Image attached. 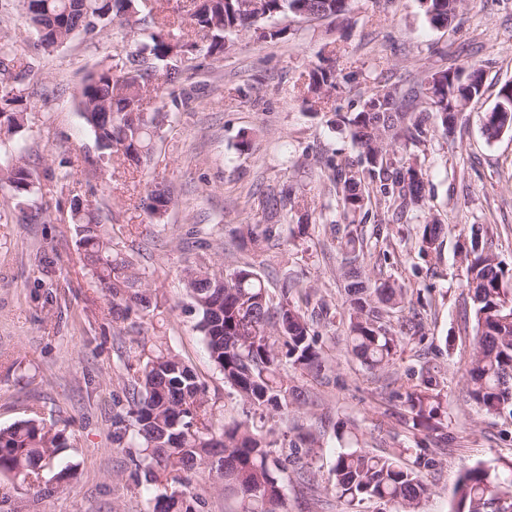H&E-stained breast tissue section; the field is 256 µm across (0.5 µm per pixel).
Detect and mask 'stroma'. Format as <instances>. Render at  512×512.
Here are the masks:
<instances>
[{
	"label": "stroma",
	"mask_w": 512,
	"mask_h": 512,
	"mask_svg": "<svg viewBox=\"0 0 512 512\" xmlns=\"http://www.w3.org/2000/svg\"><path fill=\"white\" fill-rule=\"evenodd\" d=\"M21 14L20 0H0V37L21 38L19 59L36 74L23 130L30 167L40 178L61 160L72 163L62 187L19 208L7 205L9 217L0 221V428L36 415L64 429L68 439L54 462L68 468V478L52 497L29 503L28 512H148V497L164 494L161 485L135 487L127 449L112 443L125 366L136 363L142 346L179 355L205 383L220 419L244 420L246 408L210 360L189 309L183 270L202 262L221 273L252 265L273 292L286 281L312 289L313 303H326L336 317L322 331L329 382L288 375L314 400L289 416V434L312 426L321 431L311 460L314 490L289 487L288 512H349L330 478L341 446L336 423L355 426L361 448L413 466L422 434L403 427L399 395L415 385L425 362L438 370L448 403V448L422 471L431 491L418 512H452L465 469L512 461V424L485 415L466 394L476 315L460 258L476 225L512 268V132L490 142L481 131L483 112L512 81V0H472L455 31L431 27L419 0H353L342 22L275 17L266 25L284 30L282 39L264 41L252 31L231 36L223 61L188 81L192 109L165 119L138 169L85 163L95 148L75 100L85 74L102 59L125 54L129 42L117 34L78 37L37 51ZM325 56L333 59L336 88L324 110L312 112L303 86ZM454 63L482 66L483 94L452 135L430 129L415 147L429 171L423 203L394 224L384 223L382 206L368 219L343 216L336 189L320 169L330 157L358 160L362 150L336 123L337 114L359 111L377 86L405 89ZM158 182L170 188L173 204L163 224L153 226L140 200ZM289 186L306 199L307 210L270 215L262 198ZM76 197L91 201L115 248L133 256L158 296L157 310L113 322L104 291L80 259L70 222ZM433 214L447 232L438 251L423 257L418 230ZM271 222L279 226L275 243L240 241L243 225ZM344 229L376 243L365 255L366 273L405 284L392 325L416 312L424 316V338L405 339L382 370L365 368L345 350L337 248ZM188 486L204 499L202 512L238 508L207 471L189 473Z\"/></svg>",
	"instance_id": "35a3bbf8"
}]
</instances>
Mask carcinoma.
<instances>
[{
  "label": "carcinoma",
  "mask_w": 512,
  "mask_h": 512,
  "mask_svg": "<svg viewBox=\"0 0 512 512\" xmlns=\"http://www.w3.org/2000/svg\"><path fill=\"white\" fill-rule=\"evenodd\" d=\"M189 0L181 21L196 34L191 38L171 22L152 30L138 17L136 0H30L24 9L36 46L48 51L76 35L96 37L116 24L132 33V47L117 61L101 62L84 77L78 91V111L98 150L131 167H140L166 117L150 112L156 98L168 97L177 109L189 107L181 85L188 71L224 57L226 38L248 31L274 16L331 19L342 22L351 0ZM465 0H428L423 6L429 25L449 28L460 20ZM29 66L18 64L17 41L0 37V191L17 202L29 200L40 188L27 164L20 136L30 108ZM304 102L314 111L336 88L335 70L317 65L308 73ZM483 92L482 66L448 67L429 72L417 86L403 91L382 87L371 91L362 109L343 117L352 138L363 149L358 162L329 158L324 169L336 185L343 212L368 217L372 184L392 201L391 218L399 221L424 198L427 171L417 156L393 162L389 148L397 143H421L426 119L444 134L455 128L456 114L448 100L466 106ZM512 125V87L504 84L496 105L484 113L482 133L493 141L504 124ZM172 198L157 185L142 199L150 220L161 221ZM71 222L79 237L86 265L109 298L112 320L124 321L134 312L158 308V298L144 283L132 259L115 250L103 231L95 208L73 200ZM278 225L247 226L249 241L258 246L276 237ZM419 252L438 248L444 233L433 217L422 225ZM348 311L346 349L368 369L393 363L403 337L391 329L387 313L404 300V289L387 281L362 278L360 257L368 244L349 232L340 242ZM465 288L475 306L477 339L466 390L488 416L512 420V289L505 287L508 271L485 249L478 231L461 249ZM184 286L199 317L198 327L214 366L260 419L261 430L246 418L220 425L206 386L194 370L172 352L157 348L145 362L126 367L123 378L128 409L114 416L113 442L139 449L132 460L135 486L161 481L176 485L170 493L151 499V512H200L201 498L184 487L181 474L204 468L224 481V492L235 496L241 512H285L283 478L299 489H313L310 463L286 474L275 448H304L311 453L319 442L308 431L288 438L282 425L288 413L312 403L310 396L288 383V370L320 377L326 360L319 342L316 315L309 317L295 301V285L285 282L275 294L249 264L221 276L203 264L184 270ZM440 381L430 369L418 371V383L401 395L411 414V428L425 429L441 447L448 443ZM67 447L64 430L37 417L0 428V474H11L26 491L39 498L57 491L41 484L42 472ZM427 449H420L416 468L402 466L392 455H377L350 446L337 452L332 475L339 498L352 509L366 500L393 503L401 512H416L429 488L420 469L429 467ZM453 512H512V462L501 470L467 468L454 487Z\"/></svg>",
  "instance_id": "carcinoma-1"
}]
</instances>
